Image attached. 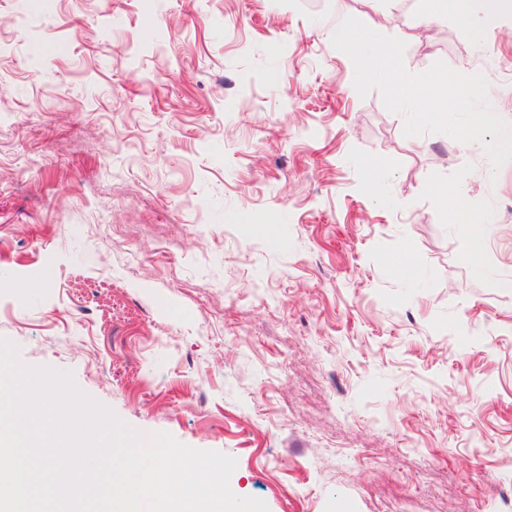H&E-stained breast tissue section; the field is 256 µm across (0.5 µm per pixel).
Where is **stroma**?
<instances>
[{"mask_svg": "<svg viewBox=\"0 0 512 512\" xmlns=\"http://www.w3.org/2000/svg\"><path fill=\"white\" fill-rule=\"evenodd\" d=\"M424 0H0V338L268 512L512 500V160L408 137L332 45L484 73ZM381 192L370 195L367 183ZM482 216L475 253L435 189Z\"/></svg>", "mask_w": 512, "mask_h": 512, "instance_id": "stroma-1", "label": "stroma"}]
</instances>
